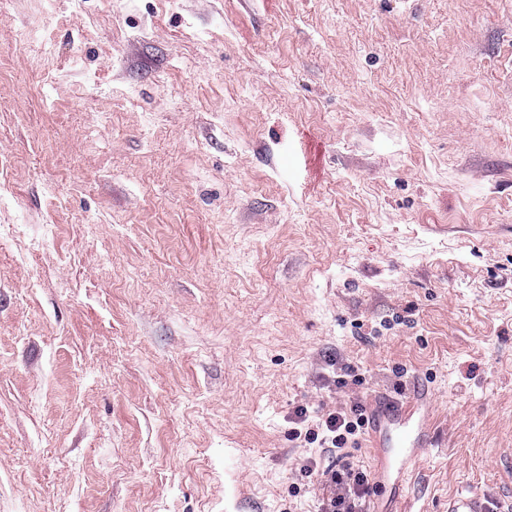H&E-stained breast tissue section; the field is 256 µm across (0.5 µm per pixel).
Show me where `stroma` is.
<instances>
[{
	"label": "stroma",
	"mask_w": 512,
	"mask_h": 512,
	"mask_svg": "<svg viewBox=\"0 0 512 512\" xmlns=\"http://www.w3.org/2000/svg\"><path fill=\"white\" fill-rule=\"evenodd\" d=\"M417 378L494 493L512 0H0V512H317L295 408Z\"/></svg>",
	"instance_id": "stroma-1"
}]
</instances>
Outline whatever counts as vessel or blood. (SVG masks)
<instances>
[{
	"label": "vessel or blood",
	"mask_w": 512,
	"mask_h": 512,
	"mask_svg": "<svg viewBox=\"0 0 512 512\" xmlns=\"http://www.w3.org/2000/svg\"><path fill=\"white\" fill-rule=\"evenodd\" d=\"M428 389L414 384L406 400H375L370 428L373 474L378 486H392L396 493L389 512H409L410 506L399 495L410 479L421 456L432 444L434 425L426 403ZM448 512H492L486 495L462 489L448 501Z\"/></svg>",
	"instance_id": "obj_1"
}]
</instances>
